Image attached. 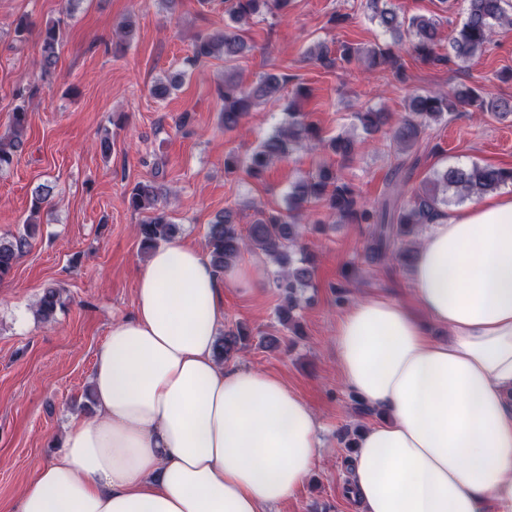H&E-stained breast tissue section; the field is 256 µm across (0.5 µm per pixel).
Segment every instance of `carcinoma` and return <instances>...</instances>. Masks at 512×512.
Masks as SVG:
<instances>
[{"instance_id": "obj_1", "label": "carcinoma", "mask_w": 512, "mask_h": 512, "mask_svg": "<svg viewBox=\"0 0 512 512\" xmlns=\"http://www.w3.org/2000/svg\"><path fill=\"white\" fill-rule=\"evenodd\" d=\"M290 3L291 0H224V13L228 18L224 30L198 36L190 62L200 65L212 58L232 61L249 49L240 35L241 26L264 15L274 18L287 10ZM464 3L461 26L446 42L440 33L442 18L437 15L401 17L390 0H364L362 7L393 42L398 43L407 35L413 55L425 63L447 65L467 61L491 41L496 28L512 25V0H464ZM62 42V20L59 19L48 24L42 32L41 77L48 78L54 74ZM309 60L324 69L360 61L369 70L389 71L401 82L407 79L399 56L388 46L361 48L342 44L332 48L322 42L309 50ZM182 77L183 74L179 73L155 83L151 88L152 94L159 99L167 97L179 87ZM285 83L286 80L276 74H266L246 86L234 68H225L224 79L217 86L224 129H236L254 109L279 97ZM463 107H471L499 120L512 116V100L492 96L478 86L461 85L448 93H416L410 96L408 116L395 124L391 123L388 112L374 108L354 113V119L356 125L369 134L389 129L393 144L405 154L414 149L427 129L452 120ZM284 115L273 133L246 160L233 153L227 154L224 157L225 172L234 173L243 166L248 176L258 181L272 164L305 146L322 147L336 155L342 166L355 153L356 144L351 136L339 134L323 138L307 114L293 104H288ZM27 125L28 112L21 106L15 107L8 130L0 134V172L9 169L17 152L22 150V136ZM508 184H512V168L476 163L448 166L433 172L410 192L407 199L392 193L375 207L363 199L353 182L338 174L335 165L324 163L291 185L286 207L257 210L245 234L234 223L232 212L225 211L216 216L207 229L210 262L216 272L222 273L244 249L264 255L274 267L273 286L282 295V304L277 309L278 320L283 327L295 331L299 327L295 321L297 311L301 310L305 292L313 287L314 281V259L303 242L304 232L300 230V221L310 205H320L338 223L376 225L367 247L368 254L380 258L390 251L396 259L408 262L416 248L420 228L447 215L450 197L471 199ZM161 194L162 189L155 182L142 181L132 188L129 197L132 209L149 213L137 228L141 247L148 251L170 240L176 232V225L167 219L160 206ZM50 195V186L41 184L35 187L32 191V213H38ZM36 226L37 221L29 218L24 222L22 231L0 239V281L11 275ZM62 305L61 289L46 288L36 302V313L47 321ZM249 336L251 331L240 322L225 330L216 341L217 359L226 361L232 358L246 346Z\"/></svg>"}]
</instances>
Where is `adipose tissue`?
<instances>
[{
    "mask_svg": "<svg viewBox=\"0 0 512 512\" xmlns=\"http://www.w3.org/2000/svg\"><path fill=\"white\" fill-rule=\"evenodd\" d=\"M414 302L352 304L338 371L384 414L353 441L362 512H512V188L433 224L413 264ZM200 251H151L131 316L91 377L94 416H71L62 456L17 512H271L311 475L320 425L280 378L216 360L223 288ZM448 340L430 338V326Z\"/></svg>",
    "mask_w": 512,
    "mask_h": 512,
    "instance_id": "1",
    "label": "adipose tissue"
}]
</instances>
